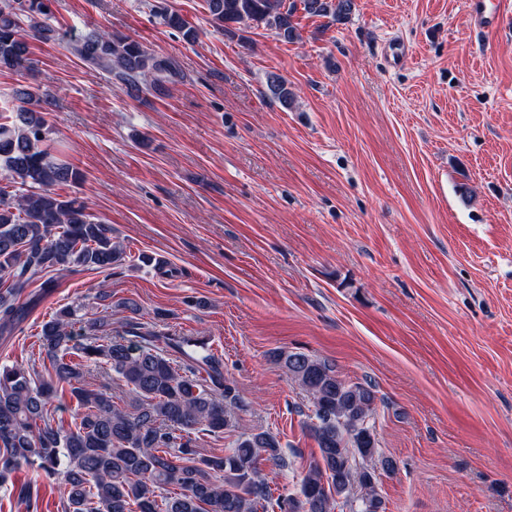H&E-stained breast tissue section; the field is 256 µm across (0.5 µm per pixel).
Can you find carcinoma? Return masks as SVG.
<instances>
[{"mask_svg": "<svg viewBox=\"0 0 512 512\" xmlns=\"http://www.w3.org/2000/svg\"><path fill=\"white\" fill-rule=\"evenodd\" d=\"M214 26L236 35L241 26L266 27L283 42L300 39L295 13L342 23L354 0H204ZM48 0H0V72L22 75L32 63L30 40L59 39L42 17ZM163 24L193 43L198 30L166 6ZM86 65L117 81L133 97L163 94L181 76L177 61L160 56L127 36L105 28L69 38ZM271 97L288 108L295 93L282 76H267ZM17 121L0 122V338L23 319L22 295L33 276L75 268L110 270L127 257L112 241V226L93 216L77 197L63 199L55 187L78 183L83 174L58 157L47 138L53 95L40 87L14 89ZM120 307L131 317L112 334L92 322L74 343L76 309L61 308L41 326L40 350L55 378L44 379L19 364H0V484L23 466L56 481L65 512H259L271 503L261 463L283 466L280 442L269 431L242 432L224 455H206L192 435L233 427L242 402L224 374L223 356L182 336H163L137 321L131 301ZM182 358L176 365L168 358ZM79 361H74L72 356ZM273 362L310 398L315 422L309 431L319 457L301 480L287 512H335L338 500L350 512H382L378 471L395 462L380 453L372 415L377 390L350 383L328 362L303 352L276 351ZM98 370L129 387L136 403L128 412L112 395L88 386ZM205 377L197 379L196 374ZM69 387L83 412L65 429L52 423L47 406L56 382ZM177 488L174 493L167 488Z\"/></svg>", "mask_w": 512, "mask_h": 512, "instance_id": "1", "label": "carcinoma"}]
</instances>
